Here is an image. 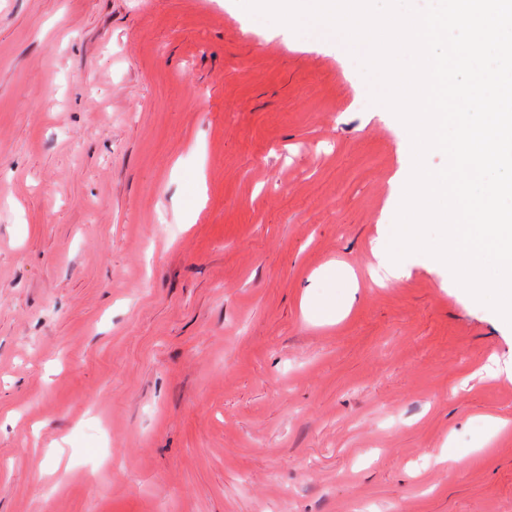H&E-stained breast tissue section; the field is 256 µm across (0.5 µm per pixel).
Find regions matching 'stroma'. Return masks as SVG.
<instances>
[{"label":"stroma","mask_w":512,"mask_h":512,"mask_svg":"<svg viewBox=\"0 0 512 512\" xmlns=\"http://www.w3.org/2000/svg\"><path fill=\"white\" fill-rule=\"evenodd\" d=\"M346 62L236 0H0V512H512V332L370 277L404 133Z\"/></svg>","instance_id":"obj_1"}]
</instances>
